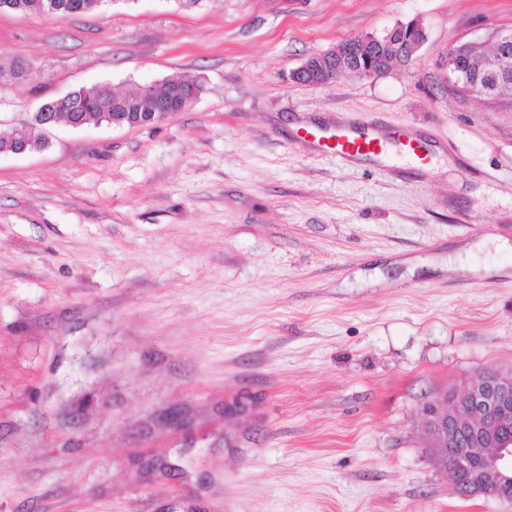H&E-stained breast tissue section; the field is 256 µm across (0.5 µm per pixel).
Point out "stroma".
I'll return each mask as SVG.
<instances>
[{"mask_svg": "<svg viewBox=\"0 0 512 512\" xmlns=\"http://www.w3.org/2000/svg\"><path fill=\"white\" fill-rule=\"evenodd\" d=\"M419 21L407 66L302 85ZM512 0H105L0 12V127L107 82L204 90L141 128L60 123L0 154V512H512L459 497L424 403L512 369V100L448 52ZM410 130L425 167L301 135ZM54 1L62 6V9L48 13L52 16H66L77 13H90L96 11L99 7L95 4L96 0H11L17 12H37L40 9L39 2ZM355 38L356 37H351L336 44L335 48L339 49V53L337 55L335 53V49L313 53L298 68L295 73V78L306 79L308 85L312 86L329 84L335 81L343 70L336 67V62L340 65H344L346 68L358 66L355 70H352V72L359 75L369 76L380 73L377 69L372 70V65L379 66L380 68L383 64H373L369 60L358 64L357 52L355 51L353 44V39ZM334 60L336 61L334 62ZM303 79H299L298 81L306 84L307 82Z\"/></svg>", "mask_w": 512, "mask_h": 512, "instance_id": "stroma-1", "label": "stroma"}]
</instances>
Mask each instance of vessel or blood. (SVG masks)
I'll return each instance as SVG.
<instances>
[{
  "label": "vessel or blood",
  "instance_id": "b4317fda",
  "mask_svg": "<svg viewBox=\"0 0 512 512\" xmlns=\"http://www.w3.org/2000/svg\"><path fill=\"white\" fill-rule=\"evenodd\" d=\"M304 138L341 164L360 159H383L388 157L393 147L419 165L426 164L430 156L425 142L390 127L339 126L329 131L309 129L305 131Z\"/></svg>",
  "mask_w": 512,
  "mask_h": 512
}]
</instances>
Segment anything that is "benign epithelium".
<instances>
[{"label":"benign epithelium","mask_w":512,"mask_h":512,"mask_svg":"<svg viewBox=\"0 0 512 512\" xmlns=\"http://www.w3.org/2000/svg\"><path fill=\"white\" fill-rule=\"evenodd\" d=\"M426 39L416 21L401 24L384 36L362 42L359 53L375 56L383 63H395L406 54H414ZM512 36L499 31L495 35V53L487 60V71L480 82L467 85L466 95L488 98L498 85L494 70L508 59ZM342 69L336 67L335 50L316 52L298 68L295 78L312 86L335 81ZM88 95L79 87L66 96L43 104L32 119L6 137L5 153L38 151L47 145L44 130L55 124L56 112L78 98ZM127 98L138 102L139 112L112 117V125L145 127L157 122V116L169 109L160 105L155 86L136 84ZM512 419V369H488L468 384L454 389L434 402H426L420 411L434 464L447 473L456 493L463 498L493 497L512 502V434L503 431V420Z\"/></svg>","instance_id":"benign-epithelium-1"}]
</instances>
